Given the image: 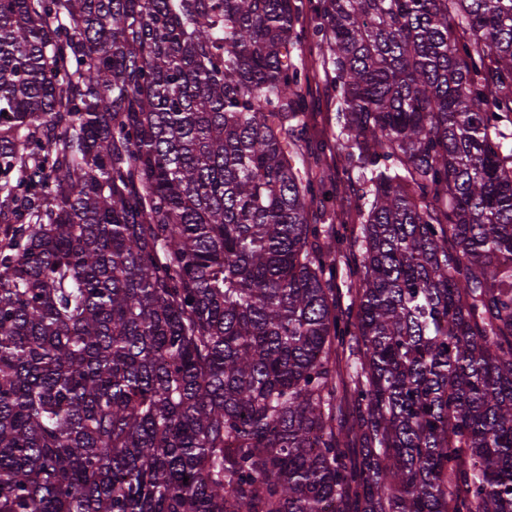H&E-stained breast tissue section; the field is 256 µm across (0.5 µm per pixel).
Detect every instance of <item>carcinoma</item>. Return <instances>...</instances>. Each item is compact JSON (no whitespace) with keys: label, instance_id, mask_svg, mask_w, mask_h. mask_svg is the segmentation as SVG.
Listing matches in <instances>:
<instances>
[{"label":"carcinoma","instance_id":"carcinoma-1","mask_svg":"<svg viewBox=\"0 0 512 512\" xmlns=\"http://www.w3.org/2000/svg\"><path fill=\"white\" fill-rule=\"evenodd\" d=\"M315 12L341 315L292 0H0V512H512V0ZM352 176L354 178V187L353 190L351 189L350 192L347 193H331V196H333V201H330L329 203H326L327 207H323L319 202H314V204L311 205L310 211H309V220L313 224H331L328 220L329 212L333 208L336 209V202L337 204H341V208H337V211H340L341 209L351 215L352 217L355 216V212L357 208L361 205V186L358 183L357 180V172L353 171L351 172ZM333 203V204H332ZM336 228L344 234V241L336 253L337 268V289H336V306L339 311L348 308L353 299L356 289L359 286L358 278L353 275L354 260L358 255L357 239L360 236L359 224L350 223L340 226L338 223ZM355 224V225H352ZM356 354L357 351L354 345H346L344 349L339 348V357L341 358V376L339 379L340 403L336 410V426L342 433V443L345 446L343 448H349V459L352 463H357L360 459L362 447L361 441L350 432L355 423L352 394L354 384L357 381L353 371Z\"/></svg>","mask_w":512,"mask_h":512}]
</instances>
